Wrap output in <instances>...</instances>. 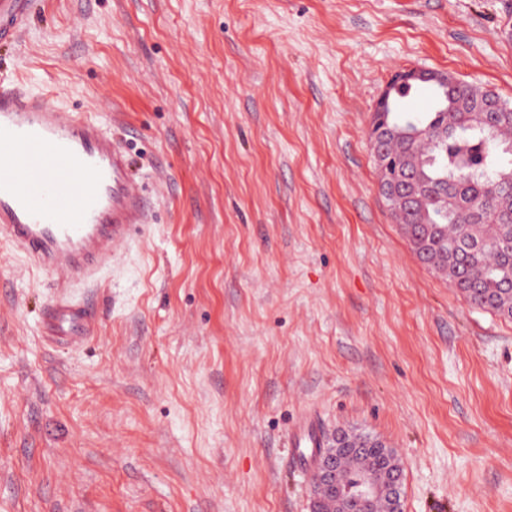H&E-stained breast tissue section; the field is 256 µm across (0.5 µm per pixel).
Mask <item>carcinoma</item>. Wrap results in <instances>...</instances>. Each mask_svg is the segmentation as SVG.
<instances>
[{"label": "carcinoma", "instance_id": "1", "mask_svg": "<svg viewBox=\"0 0 512 512\" xmlns=\"http://www.w3.org/2000/svg\"><path fill=\"white\" fill-rule=\"evenodd\" d=\"M432 90L435 108L422 118L398 111L406 90L381 114L390 132L380 149L419 188L412 204H387L421 261L474 305L512 319V162L500 157L512 145V112L492 124L472 103L495 92L459 81ZM336 445L345 479L394 468L368 433L341 432Z\"/></svg>", "mask_w": 512, "mask_h": 512}]
</instances>
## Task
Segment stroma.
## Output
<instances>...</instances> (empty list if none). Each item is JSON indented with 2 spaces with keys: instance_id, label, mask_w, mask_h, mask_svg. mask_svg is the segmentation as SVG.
<instances>
[{
  "instance_id": "35a3bbf8",
  "label": "stroma",
  "mask_w": 512,
  "mask_h": 512,
  "mask_svg": "<svg viewBox=\"0 0 512 512\" xmlns=\"http://www.w3.org/2000/svg\"><path fill=\"white\" fill-rule=\"evenodd\" d=\"M0 71L99 119L147 198L83 344L0 243V512H309L288 439L366 432L404 512H512V320L422 264L368 138L392 75L512 102V0H38ZM322 443L320 432L313 425L301 424L293 433L290 448H317Z\"/></svg>"
}]
</instances>
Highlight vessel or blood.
Segmentation results:
<instances>
[{
  "instance_id": "b4317fda",
  "label": "vessel or blood",
  "mask_w": 512,
  "mask_h": 512,
  "mask_svg": "<svg viewBox=\"0 0 512 512\" xmlns=\"http://www.w3.org/2000/svg\"><path fill=\"white\" fill-rule=\"evenodd\" d=\"M37 0H0V44L17 45ZM146 203L130 160L97 119L63 111L50 92L33 95L0 73V241L41 270L88 281L111 265L142 224ZM48 339L87 342V304L55 296Z\"/></svg>"
}]
</instances>
